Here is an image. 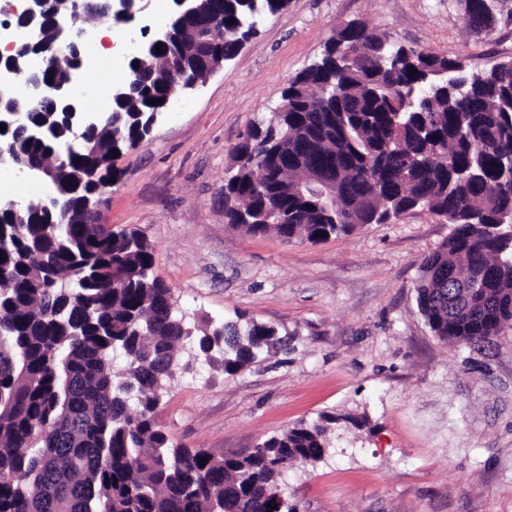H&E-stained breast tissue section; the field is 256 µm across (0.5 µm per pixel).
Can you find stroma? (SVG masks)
Instances as JSON below:
<instances>
[{"mask_svg":"<svg viewBox=\"0 0 512 512\" xmlns=\"http://www.w3.org/2000/svg\"><path fill=\"white\" fill-rule=\"evenodd\" d=\"M488 3L497 24L478 36L460 0H288L114 160L100 217L145 236L188 324L242 315L287 335L234 375L183 348L190 368L170 382L160 426L173 443L227 457L332 417L324 458L285 469L296 512H512V325L457 344L435 336L417 303L420 262L449 224L415 209L286 243L224 221L233 148L339 26L360 21L481 71L512 59V0Z\"/></svg>","mask_w":512,"mask_h":512,"instance_id":"1","label":"stroma"}]
</instances>
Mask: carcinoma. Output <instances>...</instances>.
Here are the masks:
<instances>
[{"label":"carcinoma","mask_w":512,"mask_h":512,"mask_svg":"<svg viewBox=\"0 0 512 512\" xmlns=\"http://www.w3.org/2000/svg\"><path fill=\"white\" fill-rule=\"evenodd\" d=\"M220 19L215 48L238 54L255 21L243 0H211ZM85 14L117 24L100 0ZM180 52L183 76L200 75L194 36L180 27L170 48L128 60L135 95L108 107L88 132L98 150L74 154L59 172L60 204L33 209L0 234V512H270L284 496L290 461L315 464L327 450L332 418L300 422L243 455L217 457L170 442L157 421L167 382L186 343L233 375L282 343L280 330L239 316L191 329L171 289L153 275L154 249L136 230L92 237L69 223L98 185L116 175L113 151L143 136L139 114L181 90L168 55ZM65 40L25 56L27 86L67 78ZM157 103L152 104L150 100ZM281 106L250 141L233 149L224 180V219L251 234L291 242L326 239L425 209L452 226L425 256L418 306L442 340L485 341L512 321V60L483 72L462 56L397 44L363 22L339 28L320 60L288 79ZM47 129L45 142L23 130L0 134L18 165L54 157L65 140L59 108L12 96ZM81 161H76V158ZM313 164L336 172V208L302 186ZM491 272L462 295L473 271ZM126 368L114 372L112 355Z\"/></svg>","instance_id":"carcinoma-1"}]
</instances>
